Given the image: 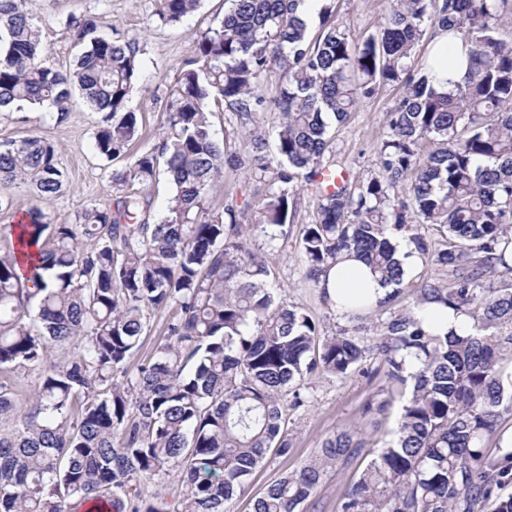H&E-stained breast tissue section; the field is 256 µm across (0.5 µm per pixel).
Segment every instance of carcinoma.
<instances>
[{"label": "carcinoma", "instance_id": "carcinoma-1", "mask_svg": "<svg viewBox=\"0 0 512 512\" xmlns=\"http://www.w3.org/2000/svg\"><path fill=\"white\" fill-rule=\"evenodd\" d=\"M154 22L175 26L201 0H154ZM305 0H225L221 19L170 90L160 146L131 155L140 140L128 107L140 78L138 41L99 17L68 14L73 66H46L28 0H0V112L48 107L67 121L73 93L97 114L96 152L123 195L115 210L85 208L75 224H49L29 210L19 236L37 247L29 276L16 271V244L0 247V512H226L253 469L291 448L285 404L304 405L307 376L353 373L367 332L384 357L383 414L404 399L395 438L359 474L339 512H482L497 478L512 474V451L487 455L484 442L512 415V0H394L378 28L355 40L320 0V26L300 18ZM448 33L468 71L454 89H436L428 59L415 60L425 35ZM278 91L262 94L269 73ZM401 88L388 112L376 168L317 197L300 244L315 283L354 252L386 297L359 300L353 322L322 339L314 320L282 297L276 273L247 247L256 231L269 247L288 237L299 184L328 169L326 117L343 122L382 86ZM244 130L241 155L215 137L213 109ZM278 114L274 156L253 115ZM164 168L174 185L150 222L144 189ZM265 185L258 219L214 198L225 175ZM0 181L31 186L41 202L58 197L66 176L57 146L43 137L0 142ZM436 226L435 244L415 225ZM395 231L445 280L423 278L416 303L471 311L462 335L424 329L415 310L373 326L405 271ZM169 312L152 359L128 371L150 314ZM414 360L409 367L407 358ZM40 368L26 409L16 411L19 371ZM365 441L345 430L319 461L272 483L253 512H299L322 470L356 455ZM177 472L182 497L142 498L136 480Z\"/></svg>", "mask_w": 512, "mask_h": 512}]
</instances>
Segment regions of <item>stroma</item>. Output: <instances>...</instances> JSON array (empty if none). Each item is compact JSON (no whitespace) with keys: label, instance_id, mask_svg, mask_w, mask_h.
<instances>
[{"label":"stroma","instance_id":"35a3bbf8","mask_svg":"<svg viewBox=\"0 0 512 512\" xmlns=\"http://www.w3.org/2000/svg\"><path fill=\"white\" fill-rule=\"evenodd\" d=\"M153 0H29L36 16L41 38L47 48L45 65L70 67L74 49L62 24L69 13H90L116 24L125 36L134 38L140 47L141 77L129 99V107L142 122V136L135 148L153 149L158 143L162 107L186 61L194 55L197 43L208 22L224 13V0H202L201 8L172 27H159L151 18ZM389 0H335L336 16L352 37L372 32L389 10ZM396 93L379 89L376 95L360 100L355 110L341 123L331 122L324 154V164L347 171L350 177H364L373 170L384 132L386 115L395 103ZM96 115L80 97H73L71 112L63 124H56L48 108L25 106L0 112V141H19L39 136L54 142L60 150V163L67 175L64 193L41 204L52 224L76 223L82 210L90 205H112L118 196L112 185L111 162L93 149ZM294 223L288 230V243L278 250L265 246L263 234H256L251 246L279 274L289 303L304 308L316 321L322 336H330L347 326L345 316L336 313L321 297L314 283L306 277L301 258L300 232L311 223L316 207L312 188L296 196ZM380 360L369 353L362 365L344 378L322 376L308 379L307 406L288 412L291 449L285 455H270L247 480L244 493L228 505L230 512H252L255 497L280 477L296 472L315 460L325 439L336 431L354 426L361 429L367 444L356 458L330 465L323 473L316 491L300 507V512H338L340 504L360 471L380 450L396 424L398 407H391L378 423L364 415L367 402L375 397L382 384L374 371Z\"/></svg>","mask_w":512,"mask_h":512}]
</instances>
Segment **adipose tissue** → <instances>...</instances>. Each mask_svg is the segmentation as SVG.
<instances>
[{
    "instance_id": "obj_1",
    "label": "adipose tissue",
    "mask_w": 512,
    "mask_h": 512,
    "mask_svg": "<svg viewBox=\"0 0 512 512\" xmlns=\"http://www.w3.org/2000/svg\"><path fill=\"white\" fill-rule=\"evenodd\" d=\"M320 284L326 289L328 304L339 313L343 312L344 303L349 298L364 297L374 301L387 294L386 288L361 261L345 255L338 258Z\"/></svg>"
}]
</instances>
